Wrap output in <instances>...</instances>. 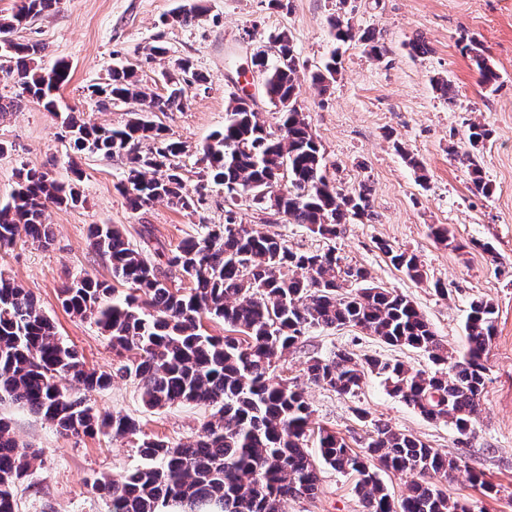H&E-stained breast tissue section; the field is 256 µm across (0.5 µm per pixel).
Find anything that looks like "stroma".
Listing matches in <instances>:
<instances>
[{"instance_id":"stroma-1","label":"stroma","mask_w":512,"mask_h":512,"mask_svg":"<svg viewBox=\"0 0 512 512\" xmlns=\"http://www.w3.org/2000/svg\"><path fill=\"white\" fill-rule=\"evenodd\" d=\"M185 0H59L48 13L21 28L20 39L45 47L42 63L65 60L70 80L61 88L64 106L84 113L92 123L121 127L140 111L141 102L102 106L88 95L89 86L106 81L112 67L132 69L143 91L162 95V73L170 60L190 58L208 78L207 89L189 88L183 106L157 114L169 137L181 141L180 158L187 192L203 189L206 203L189 215L159 201L134 213L116 185L124 169L120 156L74 152L61 120L42 105L26 100L17 110L0 114V206L13 193L20 169L47 172L59 181L79 179L83 204L49 207L47 221L54 240L49 246L19 237L0 250V273L33 292L61 338L87 367L112 368L113 354L90 320L66 310L60 290L85 275L111 280L109 263L90 244L96 224H114L148 259L171 252L182 241L201 236L203 224H220L226 209L239 221L261 225L295 251L334 250L344 262L364 268L371 283L406 295L449 348L466 344L465 319L473 299L495 307L497 333L485 366L487 379L482 412L466 442L441 421H431L387 393L379 379L368 377L354 396L306 385L314 426L338 433L353 449L369 434L355 408L410 433L439 453L463 465L443 486L451 499L466 502L472 512H512V0H285L284 8L268 0H200L203 15L192 26L168 23ZM338 15L356 30H375L380 57L370 56L360 42L342 48L336 81L319 93L310 75L332 47L327 20ZM287 31L303 64L300 104L316 134L326 175L344 191L367 186L373 219L341 225L324 239L298 224L267 223L266 215L245 198L227 199L222 187L207 183L201 148L223 128L233 82L258 94L250 58L267 49L269 34ZM424 41L427 51L411 55L409 40ZM479 41L488 62L499 72L496 91L485 90L466 50ZM163 44L168 53L152 56ZM450 80L456 90L447 102L434 86ZM491 130V140L476 160L492 188L490 195L472 192L464 156L471 122ZM422 164L408 165V157ZM447 225L456 247L439 244L430 227ZM388 243L415 253L422 281L409 279L379 248ZM447 295H440V288ZM347 349L359 355L397 359L413 369H430L422 352L389 346L357 327L315 330L296 350L286 353L277 371L303 378L313 354ZM96 408L135 417L144 435L189 442L200 433L212 410L203 405L146 409L134 382L114 381L89 393ZM14 435L38 450L30 481L18 488L17 512H110L108 498L94 492L95 475L120 476L140 464L129 440L108 436H63L41 417L17 405L0 403ZM483 473L495 495H484L467 479ZM285 512H364L354 479L324 470L316 497L288 501Z\"/></svg>"}]
</instances>
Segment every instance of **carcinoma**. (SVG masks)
I'll use <instances>...</instances> for the list:
<instances>
[{
  "instance_id": "obj_1",
  "label": "carcinoma",
  "mask_w": 512,
  "mask_h": 512,
  "mask_svg": "<svg viewBox=\"0 0 512 512\" xmlns=\"http://www.w3.org/2000/svg\"><path fill=\"white\" fill-rule=\"evenodd\" d=\"M56 4L20 0L10 16L0 18V33H15L22 22ZM201 17L202 8L190 3L171 20L191 25ZM328 24L334 47L311 74L324 92L336 82L341 45L355 39L373 56L382 52L375 32L358 35L339 16L329 17ZM268 42L277 53L261 51L253 68L261 77L262 98L278 114V133L268 130L252 96L230 92L224 128L202 147L206 179L224 187L231 200L246 196L285 223L302 224L332 239L349 219L373 218L368 189L344 193L326 179L320 143L298 103L301 64L293 40L281 31ZM466 49L481 83L496 86L499 75L481 44L472 40ZM43 50L18 39L0 43V65L8 64L16 74L22 93L47 111L59 112L57 91L69 82L70 67L63 60L49 69L40 67L37 58ZM190 69L189 60L176 61L164 73L167 94L149 98L132 70L114 68L92 94L103 105L139 100L148 112H171L186 97L184 74ZM192 78L200 86L205 83L198 73ZM60 117L74 150L125 157L119 189L130 210H145L164 199L190 214L203 208L204 193L184 191L178 158L185 145L167 138L144 113H135L120 128L98 126L72 110ZM490 137L486 125L468 126L472 190L483 195L490 188L474 154ZM145 142L153 143L147 152L141 150ZM80 202L74 184L21 169L11 201L0 206V249L11 246L21 232L50 245L47 207ZM91 245L109 261L112 282L76 278L60 297L67 310L93 320L106 336L115 357L112 370L86 368L77 351L57 336L36 297L0 275V400L21 405L61 434L135 440L142 465L118 479L102 475L91 483L110 499L112 512H283L288 501L317 494L323 468L355 478L365 512H470L438 486L460 469L457 460L363 409L356 410V418L370 425L371 433L359 452L334 431L313 430V409L303 389L276 369L277 361L310 331L358 327L391 346L422 351L435 370L413 371L397 360L340 349L311 357L307 381L353 395L366 374H374L420 415L446 422L466 437L480 413L483 357L495 334L490 300L470 302L468 346L457 352L407 296L370 283L363 268L341 265L332 250L293 251L254 224H207L200 238L179 245L163 266L151 262L112 224L93 226ZM381 250L410 279L423 278L417 255L388 244ZM174 271L191 287H171ZM347 282L355 289L343 293ZM205 318L224 322L225 334H209ZM116 378L136 381L148 409L203 404L213 409L212 419L193 442L143 437L136 419L101 413L78 393L106 389ZM35 458L36 452L0 418V512H15L17 488ZM390 470L408 479V493L399 501L380 478V472Z\"/></svg>"
}]
</instances>
